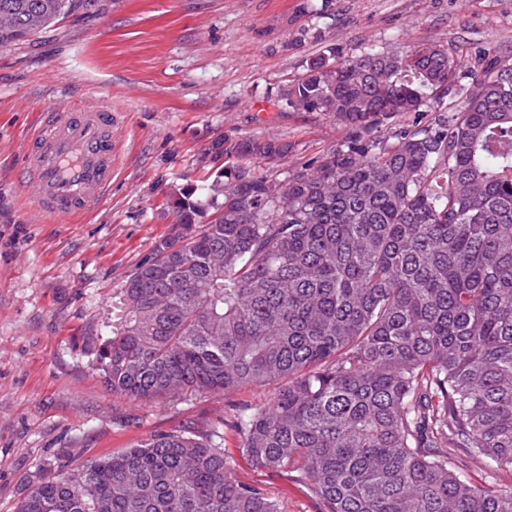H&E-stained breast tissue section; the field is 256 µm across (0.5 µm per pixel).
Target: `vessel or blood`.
<instances>
[{
  "instance_id": "obj_1",
  "label": "vessel or blood",
  "mask_w": 512,
  "mask_h": 512,
  "mask_svg": "<svg viewBox=\"0 0 512 512\" xmlns=\"http://www.w3.org/2000/svg\"><path fill=\"white\" fill-rule=\"evenodd\" d=\"M113 115L84 101L48 112L26 145L20 184L50 221L97 207L112 186Z\"/></svg>"
}]
</instances>
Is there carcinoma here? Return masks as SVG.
Returning <instances> with one entry per match:
<instances>
[{
	"instance_id": "1",
	"label": "carcinoma",
	"mask_w": 512,
	"mask_h": 512,
	"mask_svg": "<svg viewBox=\"0 0 512 512\" xmlns=\"http://www.w3.org/2000/svg\"><path fill=\"white\" fill-rule=\"evenodd\" d=\"M90 2L0 0V46ZM461 68L435 43L310 59L281 101L345 140L283 180L251 163L288 145L224 140L236 162L173 196L170 234L88 337L105 386L145 403L273 387L237 416L243 449L322 512H512V67L482 60L457 103ZM223 428L45 476L17 512H283L233 478ZM440 113L443 112H427L423 116L415 113L408 114L401 118L400 122H397V124L383 127L381 133H379L378 135H380L382 141H392L393 136L395 135L396 131L399 130V128H420L426 125L428 122H431L434 119V117H436Z\"/></svg>"
}]
</instances>
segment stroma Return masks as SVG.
<instances>
[{
    "label": "stroma",
    "mask_w": 512,
    "mask_h": 512,
    "mask_svg": "<svg viewBox=\"0 0 512 512\" xmlns=\"http://www.w3.org/2000/svg\"><path fill=\"white\" fill-rule=\"evenodd\" d=\"M452 45L464 66L512 64V0H93L91 8L0 47V512L58 467L159 433L224 423L237 480L285 512H321L305 483L257 468L233 421L266 402L244 387L188 402L112 395L84 347L139 261L171 228L173 192L224 165L225 138L275 139L289 152L258 173L285 178L345 138L334 116L279 98L310 58L336 45L406 53ZM92 98L116 115L112 187L90 213L46 222L17 182L45 110Z\"/></svg>",
    "instance_id": "stroma-1"
}]
</instances>
